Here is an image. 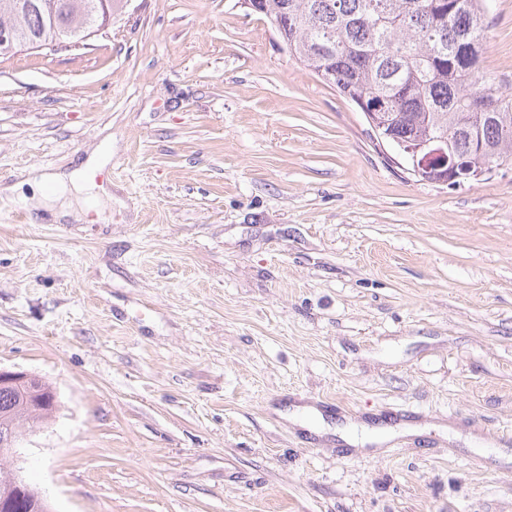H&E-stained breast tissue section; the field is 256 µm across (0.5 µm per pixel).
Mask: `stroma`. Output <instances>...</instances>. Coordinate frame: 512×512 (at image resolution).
<instances>
[{
	"mask_svg": "<svg viewBox=\"0 0 512 512\" xmlns=\"http://www.w3.org/2000/svg\"><path fill=\"white\" fill-rule=\"evenodd\" d=\"M488 22L512 93V0ZM107 140L106 221L0 206L53 512H512V167L418 180L239 0L0 61V185Z\"/></svg>",
	"mask_w": 512,
	"mask_h": 512,
	"instance_id": "35a3bbf8",
	"label": "stroma"
}]
</instances>
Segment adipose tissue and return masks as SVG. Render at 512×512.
Returning <instances> with one entry per match:
<instances>
[{
  "label": "adipose tissue",
  "mask_w": 512,
  "mask_h": 512,
  "mask_svg": "<svg viewBox=\"0 0 512 512\" xmlns=\"http://www.w3.org/2000/svg\"><path fill=\"white\" fill-rule=\"evenodd\" d=\"M112 159L111 145H104L91 153L77 167L66 174H40L29 183L40 195L41 207L58 221L85 223L89 212L104 216L92 172L106 167Z\"/></svg>",
  "instance_id": "1"
}]
</instances>
